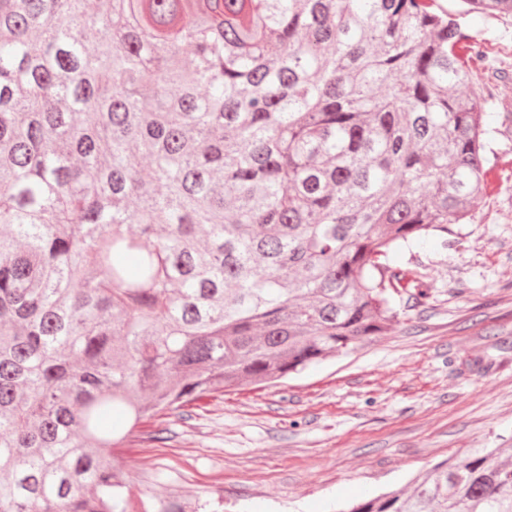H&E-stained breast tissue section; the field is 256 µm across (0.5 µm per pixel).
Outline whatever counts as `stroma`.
I'll list each match as a JSON object with an SVG mask.
<instances>
[{
	"label": "stroma",
	"mask_w": 512,
	"mask_h": 512,
	"mask_svg": "<svg viewBox=\"0 0 512 512\" xmlns=\"http://www.w3.org/2000/svg\"><path fill=\"white\" fill-rule=\"evenodd\" d=\"M490 128L486 195L447 239L394 265L426 286L370 345L145 423L117 454L133 505L186 512H338L474 448H512V17L461 20Z\"/></svg>",
	"instance_id": "1"
}]
</instances>
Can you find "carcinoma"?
I'll return each mask as SVG.
<instances>
[{
	"label": "carcinoma",
	"mask_w": 512,
	"mask_h": 512,
	"mask_svg": "<svg viewBox=\"0 0 512 512\" xmlns=\"http://www.w3.org/2000/svg\"><path fill=\"white\" fill-rule=\"evenodd\" d=\"M433 2L0 0V512H133L142 423L398 322L391 254L488 188ZM502 455L347 512H512Z\"/></svg>",
	"instance_id": "obj_1"
}]
</instances>
